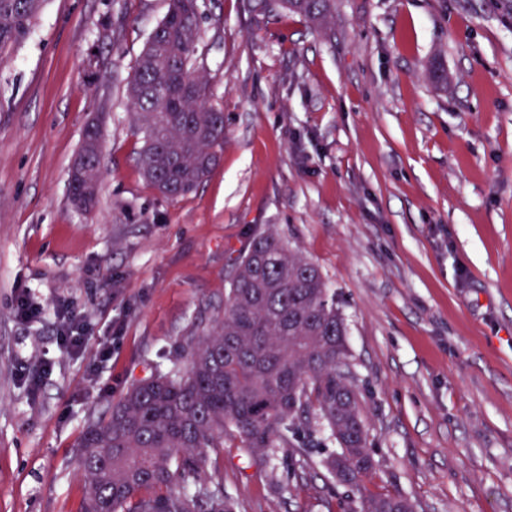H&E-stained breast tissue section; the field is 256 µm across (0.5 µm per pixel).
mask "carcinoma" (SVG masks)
Returning <instances> with one entry per match:
<instances>
[{
  "label": "carcinoma",
  "mask_w": 512,
  "mask_h": 512,
  "mask_svg": "<svg viewBox=\"0 0 512 512\" xmlns=\"http://www.w3.org/2000/svg\"><path fill=\"white\" fill-rule=\"evenodd\" d=\"M333 0H262L319 27ZM42 0H0V54L28 35ZM200 0H169L127 83L143 132L142 178L175 199L196 191L218 163L224 113L208 104L198 71ZM101 130L87 125L71 167L69 192L91 211L101 178ZM177 362L133 383L90 420L77 464L87 486L81 512H233L219 458L235 432L254 451L295 447L313 424L338 445L324 461L354 489L375 468L358 393L348 383L347 324L327 280L310 260L273 233L251 237L234 259L224 310L212 327L176 347ZM213 466L209 481L200 474ZM197 483L194 492L187 487ZM360 512H415L402 495H376Z\"/></svg>",
  "instance_id": "carcinoma-1"
}]
</instances>
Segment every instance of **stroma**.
I'll return each instance as SVG.
<instances>
[{
	"label": "stroma",
	"instance_id": "35a3bbf8",
	"mask_svg": "<svg viewBox=\"0 0 512 512\" xmlns=\"http://www.w3.org/2000/svg\"><path fill=\"white\" fill-rule=\"evenodd\" d=\"M254 2L202 6L224 148L175 200L140 175L126 92L169 0H45L0 57V512H80L89 416L171 366L263 232L336 294L376 467L337 484L323 427L305 465L284 448L258 464L228 435L235 512H354L380 494L416 512H512V9L336 0L323 29ZM93 121L102 178L84 214L68 176ZM26 286L47 305L31 324L15 310ZM60 307L88 325L85 350L58 353ZM43 358L52 369L33 377Z\"/></svg>",
	"mask_w": 512,
	"mask_h": 512
}]
</instances>
